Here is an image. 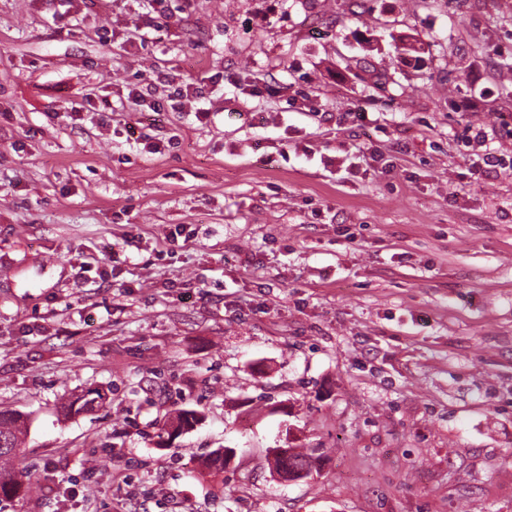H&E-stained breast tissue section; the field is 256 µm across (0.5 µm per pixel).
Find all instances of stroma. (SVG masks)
<instances>
[{
  "mask_svg": "<svg viewBox=\"0 0 512 512\" xmlns=\"http://www.w3.org/2000/svg\"><path fill=\"white\" fill-rule=\"evenodd\" d=\"M164 7L0 0L5 512H512V0ZM104 400V394H102L99 389L89 388L73 400L66 402L63 406V410L67 415L72 412H90L102 404ZM27 424L18 413L0 411V503L32 492V484L17 467ZM23 493V494H22ZM288 453L292 459L293 465L300 470H306L309 476L315 468L317 457L308 451H298L297 448H278L276 451L277 456L283 463V468L286 472H282L283 476L288 478V466L286 463Z\"/></svg>",
  "mask_w": 512,
  "mask_h": 512,
  "instance_id": "obj_1",
  "label": "stroma"
}]
</instances>
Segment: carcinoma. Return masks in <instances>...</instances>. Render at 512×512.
<instances>
[{
    "label": "carcinoma",
    "instance_id": "obj_1",
    "mask_svg": "<svg viewBox=\"0 0 512 512\" xmlns=\"http://www.w3.org/2000/svg\"><path fill=\"white\" fill-rule=\"evenodd\" d=\"M104 394L96 388H89L81 395L66 402L63 410L66 414L90 412L103 403ZM200 420L195 410H182L162 428L169 434L171 431L187 430ZM27 430V424L18 413L0 411V503L5 500L19 498L32 492V484L25 480L22 470L17 467V461L22 455V437ZM293 465L301 470L312 473L316 457L307 451L295 448L288 449Z\"/></svg>",
    "mask_w": 512,
    "mask_h": 512
}]
</instances>
